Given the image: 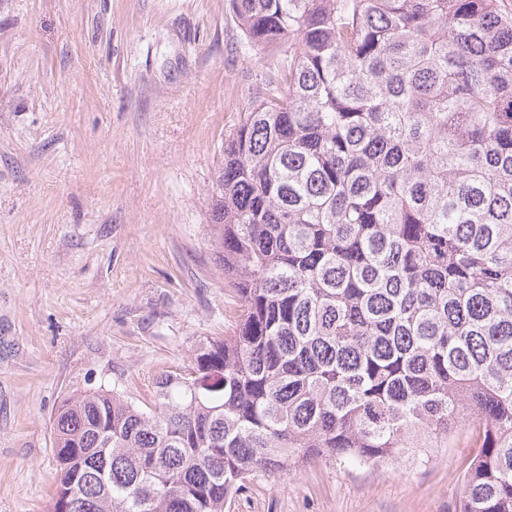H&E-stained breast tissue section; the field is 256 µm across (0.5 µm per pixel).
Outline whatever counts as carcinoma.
<instances>
[{"label":"carcinoma","instance_id":"carcinoma-1","mask_svg":"<svg viewBox=\"0 0 512 512\" xmlns=\"http://www.w3.org/2000/svg\"><path fill=\"white\" fill-rule=\"evenodd\" d=\"M282 61L224 140L208 223L238 297L143 409L63 397L50 512H224L317 458L473 454L455 512H512V12L229 0Z\"/></svg>","mask_w":512,"mask_h":512}]
</instances>
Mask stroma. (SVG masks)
Instances as JSON below:
<instances>
[{"mask_svg": "<svg viewBox=\"0 0 512 512\" xmlns=\"http://www.w3.org/2000/svg\"><path fill=\"white\" fill-rule=\"evenodd\" d=\"M276 65L228 0H0V512H47L64 395L151 403L232 332L209 194ZM471 453L458 431L424 464L320 458L258 474L229 512H451Z\"/></svg>", "mask_w": 512, "mask_h": 512, "instance_id": "stroma-1", "label": "stroma"}]
</instances>
